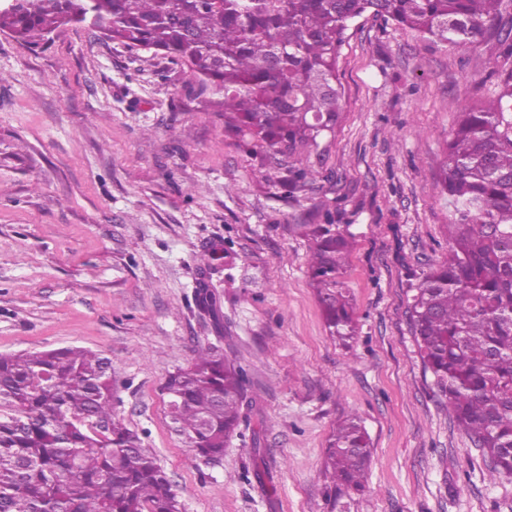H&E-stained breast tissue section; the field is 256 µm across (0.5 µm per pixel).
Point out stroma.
<instances>
[{
  "instance_id": "stroma-1",
  "label": "stroma",
  "mask_w": 512,
  "mask_h": 512,
  "mask_svg": "<svg viewBox=\"0 0 512 512\" xmlns=\"http://www.w3.org/2000/svg\"><path fill=\"white\" fill-rule=\"evenodd\" d=\"M343 118L289 195L224 131L183 67L80 25L30 48L0 34V355L82 347L107 357L115 411L154 448L183 512H512L425 375L407 323L423 273L448 255L431 190L466 103L512 66L495 33L455 48L367 17L339 58ZM332 211L353 246L341 280L349 345L330 336L297 224ZM224 242L233 266L198 268ZM208 282L253 405L217 461L170 427L167 375L214 341ZM370 437L365 488L324 471L337 423Z\"/></svg>"
}]
</instances>
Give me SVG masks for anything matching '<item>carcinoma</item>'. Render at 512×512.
Segmentation results:
<instances>
[{
	"label": "carcinoma",
	"instance_id": "1",
	"mask_svg": "<svg viewBox=\"0 0 512 512\" xmlns=\"http://www.w3.org/2000/svg\"><path fill=\"white\" fill-rule=\"evenodd\" d=\"M512 0H10L0 33L46 43L80 24L186 67L224 132L281 173L288 194L313 184L309 163L342 113L337 74L346 31L366 14L428 40L475 45L492 22L512 50ZM432 191L448 200V257L420 280L408 321L440 403L481 450L488 476L512 475V67L488 102L460 112ZM328 331L357 332L341 274L351 242L332 220L300 225ZM112 363L63 347L0 356V512H181L155 452L112 409ZM174 430L195 455L224 456L242 435L243 370L199 345L171 373ZM334 482L364 489L371 457L358 417L326 451Z\"/></svg>",
	"mask_w": 512,
	"mask_h": 512
}]
</instances>
